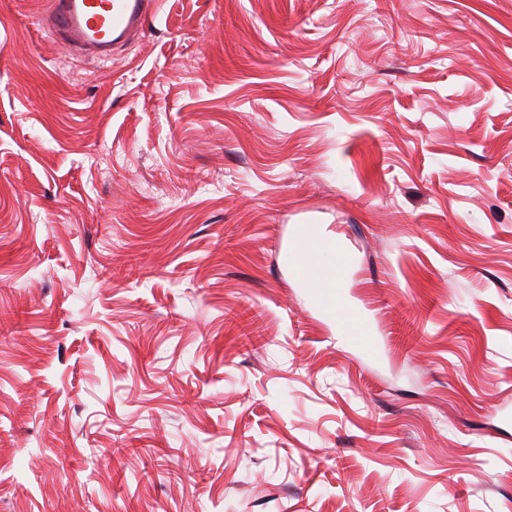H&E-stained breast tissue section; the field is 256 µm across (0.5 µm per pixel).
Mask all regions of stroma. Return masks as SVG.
Listing matches in <instances>:
<instances>
[{"instance_id": "35a3bbf8", "label": "stroma", "mask_w": 512, "mask_h": 512, "mask_svg": "<svg viewBox=\"0 0 512 512\" xmlns=\"http://www.w3.org/2000/svg\"><path fill=\"white\" fill-rule=\"evenodd\" d=\"M45 2L0 0V512H512V0H162L106 62ZM299 270L308 288L312 289L316 304L323 310L336 316V322L341 323L346 330H351L354 320L363 322V315L356 311L337 284L345 279L353 259L348 255L342 256L341 265L336 269V246L327 244L324 248H314L299 255ZM336 270V278L334 272ZM320 277H325L330 288H317ZM333 288H336L335 290Z\"/></svg>"}]
</instances>
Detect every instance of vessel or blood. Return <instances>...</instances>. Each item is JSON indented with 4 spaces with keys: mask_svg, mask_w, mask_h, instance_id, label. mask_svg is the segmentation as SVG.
Returning <instances> with one entry per match:
<instances>
[{
    "mask_svg": "<svg viewBox=\"0 0 512 512\" xmlns=\"http://www.w3.org/2000/svg\"><path fill=\"white\" fill-rule=\"evenodd\" d=\"M158 7L159 0H48L40 21L68 48L108 60L143 30ZM313 295L317 305L334 314L345 329L353 328L359 313L341 290L317 288Z\"/></svg>",
    "mask_w": 512,
    "mask_h": 512,
    "instance_id": "obj_1",
    "label": "vessel or blood"
}]
</instances>
